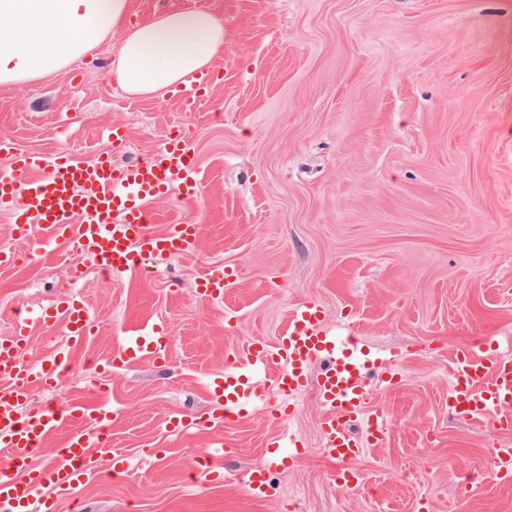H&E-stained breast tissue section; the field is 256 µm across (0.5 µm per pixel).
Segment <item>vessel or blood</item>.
Wrapping results in <instances>:
<instances>
[{
  "label": "vessel or blood",
  "mask_w": 512,
  "mask_h": 512,
  "mask_svg": "<svg viewBox=\"0 0 512 512\" xmlns=\"http://www.w3.org/2000/svg\"><path fill=\"white\" fill-rule=\"evenodd\" d=\"M212 78L197 74L176 92L185 107L203 99ZM109 148L94 160L83 161L70 152L44 154L20 149L0 133V210L12 217L15 236L43 239L72 248L81 259L80 271L96 270L113 276L135 271L148 255L182 256L194 253L201 242L197 224H172L161 233L152 228L151 205L161 196L197 195L205 173L190 134L174 133L145 161L116 165L112 152L126 143V132L115 127L107 134ZM233 270L214 264L198 279V291L208 300L223 299L233 284ZM321 304L306 300L296 305L287 330L275 345L254 340L231 357V367L210 384L207 412L171 415L173 429L221 430L242 404L258 397L251 376L272 372L270 389L282 402L272 405L273 415L282 406H295L309 383H316L321 406L319 427L323 453L337 465L336 481L355 489L362 483L356 466L367 447L383 444L387 415L374 405L371 371L377 358L352 335L331 334L323 328ZM62 326L65 338L49 354L29 360L30 322ZM95 316L84 299L75 294L59 297L47 308L20 306L11 333L0 337V506L8 512H57L61 500L97 476L104 465L114 475H124L127 459L112 453L101 459L98 449L112 424V410L101 404L88 412L84 403L31 409L34 390L57 387L75 349L95 328ZM171 338L151 330L126 336L112 364L120 367L135 360H162ZM457 377L448 390V408L471 422L499 431L512 430V342L486 345L468 342L453 351ZM324 367L318 377L310 371L316 362ZM76 427L57 458L37 466L33 454L59 426ZM296 439L276 438L268 444L264 461L245 474L246 492L255 499L274 495V470L293 464ZM202 486L223 481L224 471L208 461L191 464Z\"/></svg>",
  "instance_id": "obj_1"
}]
</instances>
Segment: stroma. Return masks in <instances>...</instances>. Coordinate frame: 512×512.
I'll use <instances>...</instances> for the list:
<instances>
[{"instance_id":"obj_1","label":"stroma","mask_w":512,"mask_h":512,"mask_svg":"<svg viewBox=\"0 0 512 512\" xmlns=\"http://www.w3.org/2000/svg\"><path fill=\"white\" fill-rule=\"evenodd\" d=\"M197 8L223 21L224 48L192 111L124 93L109 76L113 39L53 77L0 87V131L22 149L89 161L119 125L123 164L185 128L206 170L196 198L152 205L156 231L201 226L196 253L75 283L79 258L62 246L0 267V336L17 301L40 308L71 290L97 321L33 406H94L104 387L119 408L109 440L129 475H101L59 512H287L291 499L301 512H512V483L488 473L512 433L448 413L453 349L512 337V0H130L129 18ZM214 263L236 275L220 302L196 291ZM310 299L325 330L402 357L400 383L384 366L372 380L388 434L360 461L365 487L336 484L312 387L280 420L246 406L220 436L224 483L196 485L190 461L217 436L171 431L168 416L206 411L229 354L275 343ZM154 322L173 339L165 361L111 367L126 332ZM285 431L301 454L275 473V497L253 501L243 475Z\"/></svg>"}]
</instances>
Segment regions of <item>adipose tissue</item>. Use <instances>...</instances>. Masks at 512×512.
I'll use <instances>...</instances> for the list:
<instances>
[{
    "label": "adipose tissue",
    "instance_id": "ef3b65f1",
    "mask_svg": "<svg viewBox=\"0 0 512 512\" xmlns=\"http://www.w3.org/2000/svg\"><path fill=\"white\" fill-rule=\"evenodd\" d=\"M129 0H0V86L46 79L111 37V73L129 95L156 98L211 70L224 24L207 9L128 23Z\"/></svg>",
    "mask_w": 512,
    "mask_h": 512
}]
</instances>
